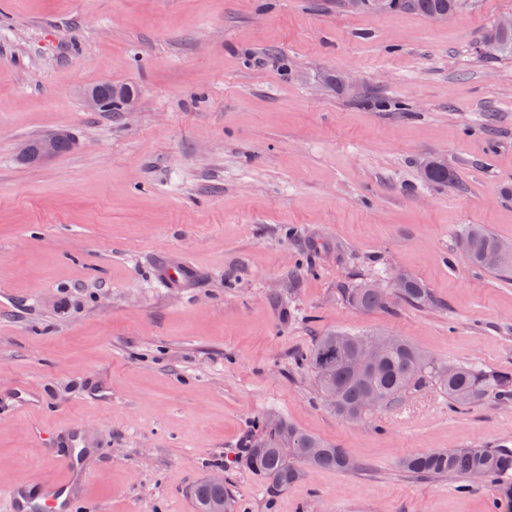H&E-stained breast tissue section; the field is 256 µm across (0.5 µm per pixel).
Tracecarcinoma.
Returning a JSON list of instances; mask_svg holds the SVG:
<instances>
[{
  "instance_id": "cac0c4a2",
  "label": "carcinoma",
  "mask_w": 512,
  "mask_h": 512,
  "mask_svg": "<svg viewBox=\"0 0 512 512\" xmlns=\"http://www.w3.org/2000/svg\"><path fill=\"white\" fill-rule=\"evenodd\" d=\"M460 0H385L384 8H402L431 19L453 15ZM483 46L500 56H512V28L493 27ZM500 238L481 226H471L461 234L459 250L475 266L508 274L512 255L490 260ZM341 299L359 311L385 309L390 300L424 307L431 294L424 283L410 276L404 286L392 293L390 288H370L363 281L342 288ZM386 349L370 361L369 368L358 376L351 370L352 359L362 352L363 337L342 331L318 338L305 353L314 373L318 391L326 406L347 421L361 420L372 407L388 405L409 387L427 382L439 384L455 408H466L487 399L512 400V372L491 371L472 364H454L452 368L429 357L405 339L377 334ZM233 463L261 478L272 493L288 488L300 476V466L312 469L351 470L346 451L307 433L276 414L260 417L246 447L239 449ZM402 468L412 474L443 476L460 474L471 477L482 471L488 477H500L512 471L510 448H456L448 451L417 453L402 461ZM194 512H234L235 500L224 484L203 480L192 490Z\"/></svg>"
}]
</instances>
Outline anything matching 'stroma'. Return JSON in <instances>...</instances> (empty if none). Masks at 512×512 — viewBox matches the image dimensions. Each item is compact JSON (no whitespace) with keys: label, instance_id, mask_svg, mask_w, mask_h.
Segmentation results:
<instances>
[{"label":"stroma","instance_id":"obj_1","mask_svg":"<svg viewBox=\"0 0 512 512\" xmlns=\"http://www.w3.org/2000/svg\"><path fill=\"white\" fill-rule=\"evenodd\" d=\"M507 15L512 0L445 22L342 0H0V489L66 479L71 458L70 512H193L216 471L236 512H508L512 473L400 463L512 448V402L454 410L426 383L348 422L300 360L330 331L385 332L512 372V275L457 249L473 225L512 241V57L482 48ZM102 82L133 87V111H89ZM58 132L76 148L19 160ZM426 155L454 182H423ZM390 270L433 304L341 300ZM268 413L357 469L268 493L231 464ZM402 468L424 476L460 474L471 478L473 472L482 471L489 478L500 477L512 470V449L503 446L417 453L405 458Z\"/></svg>","mask_w":512,"mask_h":512}]
</instances>
